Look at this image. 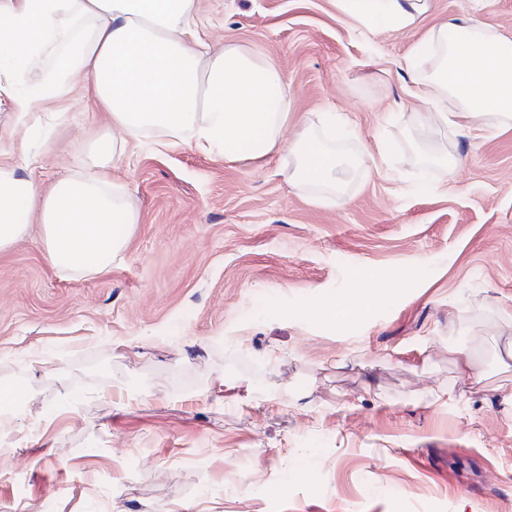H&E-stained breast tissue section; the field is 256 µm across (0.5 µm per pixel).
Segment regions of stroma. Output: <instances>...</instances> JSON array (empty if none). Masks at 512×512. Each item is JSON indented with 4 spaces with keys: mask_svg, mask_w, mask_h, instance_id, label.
Listing matches in <instances>:
<instances>
[{
    "mask_svg": "<svg viewBox=\"0 0 512 512\" xmlns=\"http://www.w3.org/2000/svg\"><path fill=\"white\" fill-rule=\"evenodd\" d=\"M200 7L202 43L288 77L289 132L346 117L355 167L334 196L282 154L132 143L110 169L140 213L123 262L61 275L36 224L0 252V385L30 410L0 512H512V125L423 134L417 33H365L333 0ZM51 72L0 66V162L42 188L112 130L87 88L38 99ZM359 293L368 316H318Z\"/></svg>",
    "mask_w": 512,
    "mask_h": 512,
    "instance_id": "1",
    "label": "stroma"
}]
</instances>
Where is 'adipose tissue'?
<instances>
[{
  "instance_id": "1",
  "label": "adipose tissue",
  "mask_w": 512,
  "mask_h": 512,
  "mask_svg": "<svg viewBox=\"0 0 512 512\" xmlns=\"http://www.w3.org/2000/svg\"><path fill=\"white\" fill-rule=\"evenodd\" d=\"M370 32L417 30L428 0H335ZM200 0H0V57L21 67L46 55L55 78L40 95L59 97L79 81L107 112L115 135L91 143L95 168L39 188L17 166L0 163V252L39 225L51 265L65 275L101 273L121 260L139 221L111 186L108 167L129 141L173 144L189 137L226 162L260 161L282 151L291 177L338 193L350 165L336 150V117L310 113L287 139L291 85L277 62L238 42L197 47ZM408 93L444 122L492 116L512 122V37L474 13L431 28L407 60Z\"/></svg>"
}]
</instances>
